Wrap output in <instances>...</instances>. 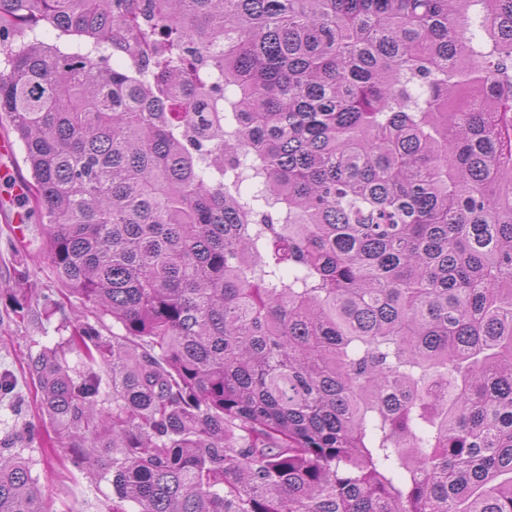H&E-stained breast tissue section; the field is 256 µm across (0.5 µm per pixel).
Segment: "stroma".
<instances>
[{"mask_svg": "<svg viewBox=\"0 0 512 512\" xmlns=\"http://www.w3.org/2000/svg\"><path fill=\"white\" fill-rule=\"evenodd\" d=\"M39 225L13 224L9 210L0 209V283L29 292L24 312H13L8 296H0V372L15 379L12 395L0 397V438L15 427L30 424L52 431L50 418L39 408L26 361L29 354L54 345L74 326L93 323L90 307L77 297H65L42 254ZM24 457L32 464L43 498L54 512H112V487L95 482L74 468L67 449L47 453L34 447Z\"/></svg>", "mask_w": 512, "mask_h": 512, "instance_id": "1", "label": "stroma"}]
</instances>
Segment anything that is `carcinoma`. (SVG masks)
I'll return each mask as SVG.
<instances>
[{
	"mask_svg": "<svg viewBox=\"0 0 512 512\" xmlns=\"http://www.w3.org/2000/svg\"><path fill=\"white\" fill-rule=\"evenodd\" d=\"M3 124L123 333L28 357L0 512L32 443L112 512H512V0H0Z\"/></svg>",
	"mask_w": 512,
	"mask_h": 512,
	"instance_id": "1",
	"label": "carcinoma"
}]
</instances>
